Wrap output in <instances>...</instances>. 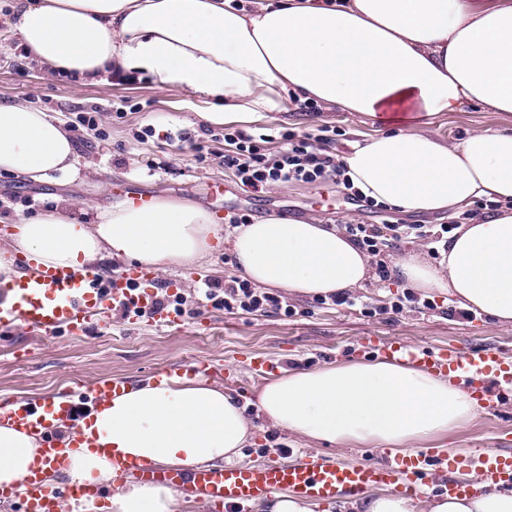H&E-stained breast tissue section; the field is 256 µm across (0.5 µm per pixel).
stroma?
<instances>
[{"label": "stroma", "mask_w": 512, "mask_h": 512, "mask_svg": "<svg viewBox=\"0 0 512 512\" xmlns=\"http://www.w3.org/2000/svg\"><path fill=\"white\" fill-rule=\"evenodd\" d=\"M13 0H0V103H31L71 124L77 110L100 107L102 138L77 145L72 173H55L39 183L0 173V214L28 215L68 199L77 208L102 209L129 197L168 196L194 202L223 223L227 212L249 214L251 221L269 216L317 218L324 224H439V215H409L387 206L379 210L353 204L342 187L273 186L262 193L243 190L231 172L219 162L223 141L201 138L202 154L175 151L165 135L173 128L200 129V113L209 111L212 99L200 91L171 85L158 87L151 77L134 84L118 85L108 73L63 83L45 73L34 59L25 57L17 33L10 27ZM130 99L131 109L116 118L112 106ZM328 124L341 132L337 154H346L354 144L387 132L378 119L356 112L326 109L307 115L301 112H267L248 132L291 127L309 132ZM155 134L147 141H134L132 134L145 126ZM512 115L466 106L433 117L430 132L454 143L487 128H511ZM234 258L222 247L199 265L171 266L158 272V282L173 292L194 300L204 283L223 281L234 274ZM433 309L366 317L359 312L316 306L312 297L292 294L288 302L294 317L274 312L259 315L230 313L212 307L194 316H184L180 328H165L147 318L129 323L120 311L95 318L80 335L61 332L45 338L17 328L0 340V400L39 399L63 395L72 379L86 385L107 377H123L131 383L151 378L165 368L176 369L193 359L221 364L223 373L214 384L235 392L240 404L252 408L264 378L247 361L262 354L281 361L283 369H316L349 362L379 360V353L366 345L367 337L396 340L431 349L453 345L461 349H498L512 357V327L490 321L486 315L469 318L463 309L441 292H431ZM411 449L428 451L441 461L448 451L467 449H512V389L504 390L499 408L475 415L448 434L412 441ZM394 445L364 442L324 445L289 431L259 424L254 439L242 451L243 462L270 464L292 462L305 454L324 455L344 462H377L397 453Z\"/></svg>", "instance_id": "1"}]
</instances>
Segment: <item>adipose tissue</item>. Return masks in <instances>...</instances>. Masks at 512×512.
<instances>
[{
    "label": "adipose tissue",
    "mask_w": 512,
    "mask_h": 512,
    "mask_svg": "<svg viewBox=\"0 0 512 512\" xmlns=\"http://www.w3.org/2000/svg\"><path fill=\"white\" fill-rule=\"evenodd\" d=\"M13 27L50 72H139L162 87L213 97L209 123L257 121L286 110L289 96L393 125L344 157L368 198L413 214L444 213L461 226L439 264L398 258L408 287L447 293L465 308L512 327V128L448 143L430 117L469 105L512 113V0H15ZM71 135L56 117L0 104V173L39 182L72 170ZM491 217L467 216L477 200ZM229 242L237 272L265 288L327 295L362 285L369 260L350 238L316 220L270 217L223 234L204 209L163 197L97 212L56 209L14 222L0 249V279L14 256L74 269L102 257L159 270L191 266ZM256 408L303 438L404 445L467 421V392L431 373L389 361L329 365L265 380ZM71 445L56 472L112 490L107 512H174L157 483H118L113 455L190 468L240 459L252 425L224 387L194 378L143 382L99 403L80 428L55 424ZM38 436L0 425V484L23 483ZM426 512H512V488L475 482L459 497L432 496Z\"/></svg>",
    "instance_id": "obj_1"
}]
</instances>
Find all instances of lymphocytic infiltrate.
<instances>
[{
    "instance_id": "1",
    "label": "lymphocytic infiltrate",
    "mask_w": 512,
    "mask_h": 512,
    "mask_svg": "<svg viewBox=\"0 0 512 512\" xmlns=\"http://www.w3.org/2000/svg\"><path fill=\"white\" fill-rule=\"evenodd\" d=\"M338 135V129L329 125L319 126L312 133H299L286 127L274 137L257 136L228 126L222 135L224 152L220 159L240 185L254 193L264 192L275 184L317 186L331 181L342 185L350 199L363 200L347 177L342 159L333 150ZM276 139L281 140L282 148L274 152L270 145ZM453 230L450 224L437 228L430 224H348L344 227L357 248L369 257L374 274L382 284L391 279L386 252L394 244L428 239L444 242ZM197 304L249 315L274 310L290 318L296 313L282 292L258 287L237 275L227 276L220 283H206Z\"/></svg>"
}]
</instances>
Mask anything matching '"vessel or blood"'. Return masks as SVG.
<instances>
[{"instance_id": "obj_1", "label": "vessel or blood", "mask_w": 512, "mask_h": 512, "mask_svg": "<svg viewBox=\"0 0 512 512\" xmlns=\"http://www.w3.org/2000/svg\"><path fill=\"white\" fill-rule=\"evenodd\" d=\"M97 279L98 274L92 269L43 266L12 284L0 283V334L22 325L47 337L63 329L77 335L93 318L104 313L106 306L127 310V318L132 321L136 310L152 306L155 299L157 281L153 271L137 266L122 269L116 274L107 298L101 296ZM372 345L386 359L450 376L470 394L482 413L497 406L493 384L512 387V359L493 349L422 350L394 340L377 339ZM129 386V381L123 378H103L91 388L74 389L61 402H0V424L6 422L43 437L42 465L32 469L24 482L20 496L22 512H59L64 502L72 512H82L94 490L77 481L61 487L47 484L44 465L60 464L69 450L58 439L43 436L42 431L53 421L77 422L81 407L123 394ZM446 462V468L434 467L426 451L416 450L377 463L353 464L329 456L305 455L289 464L199 466L185 474L137 460L119 462L118 469L120 475L165 484L178 495L203 499L214 512H242L248 502L276 494L313 503L353 500L378 487L408 496L418 495L422 488L429 487L455 496L466 490L455 479V471L470 467L477 468L487 484L512 485V451L478 457L465 450L456 451L448 454Z\"/></svg>"}]
</instances>
